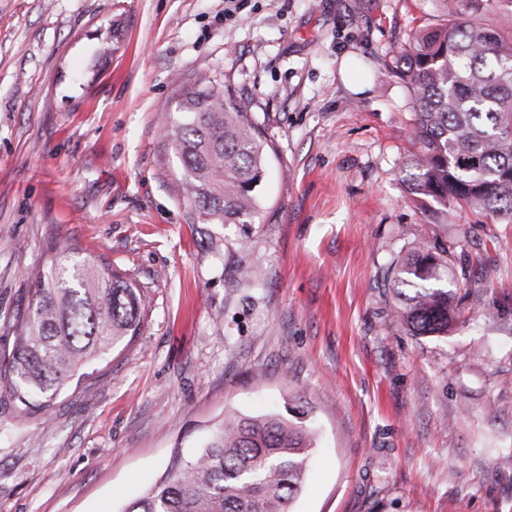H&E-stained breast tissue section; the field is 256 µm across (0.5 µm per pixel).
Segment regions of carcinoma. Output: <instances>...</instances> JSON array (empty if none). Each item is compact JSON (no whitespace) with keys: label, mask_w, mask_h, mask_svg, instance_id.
Returning <instances> with one entry per match:
<instances>
[{"label":"carcinoma","mask_w":512,"mask_h":512,"mask_svg":"<svg viewBox=\"0 0 512 512\" xmlns=\"http://www.w3.org/2000/svg\"><path fill=\"white\" fill-rule=\"evenodd\" d=\"M417 33L400 51L398 74L414 98L419 150L403 162L409 193L437 224L468 208L512 222V20L481 18L483 0ZM182 116L164 123L181 161L177 191L213 224H246L261 208L266 142L240 103L214 86L182 89ZM447 250H417L395 269V319L416 336H446L456 325ZM141 290L79 247L51 255L30 288L29 312L13 325L0 361V403L24 417L45 412L72 382L91 376L141 329ZM223 418L186 458L173 449L162 478L121 512H291L303 488L314 437L304 418Z\"/></svg>","instance_id":"carcinoma-1"}]
</instances>
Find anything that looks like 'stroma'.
<instances>
[{
  "mask_svg": "<svg viewBox=\"0 0 512 512\" xmlns=\"http://www.w3.org/2000/svg\"><path fill=\"white\" fill-rule=\"evenodd\" d=\"M439 0H0V353L48 244L142 288L135 338L25 420L0 408V512H121L225 415L317 434L291 512H512V223L436 224L400 48ZM245 104L263 207L208 224L162 134L182 88ZM444 247L447 336L393 322V266Z\"/></svg>",
  "mask_w": 512,
  "mask_h": 512,
  "instance_id": "1",
  "label": "stroma"
}]
</instances>
